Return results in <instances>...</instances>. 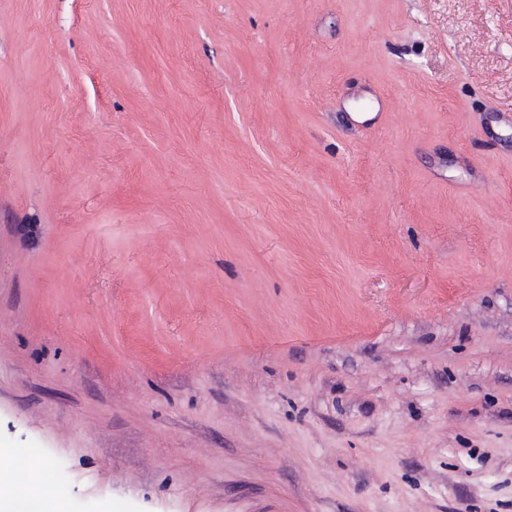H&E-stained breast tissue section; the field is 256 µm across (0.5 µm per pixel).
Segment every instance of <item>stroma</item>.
Here are the masks:
<instances>
[{"label":"stroma","instance_id":"obj_1","mask_svg":"<svg viewBox=\"0 0 512 512\" xmlns=\"http://www.w3.org/2000/svg\"><path fill=\"white\" fill-rule=\"evenodd\" d=\"M0 448L68 512H512V0H0Z\"/></svg>","mask_w":512,"mask_h":512}]
</instances>
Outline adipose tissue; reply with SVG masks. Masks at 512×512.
<instances>
[{"label":"adipose tissue","mask_w":512,"mask_h":512,"mask_svg":"<svg viewBox=\"0 0 512 512\" xmlns=\"http://www.w3.org/2000/svg\"><path fill=\"white\" fill-rule=\"evenodd\" d=\"M23 467L30 478L22 480L15 472L0 470V512H67L64 498L50 492L39 478V464L27 461Z\"/></svg>","instance_id":"1"}]
</instances>
